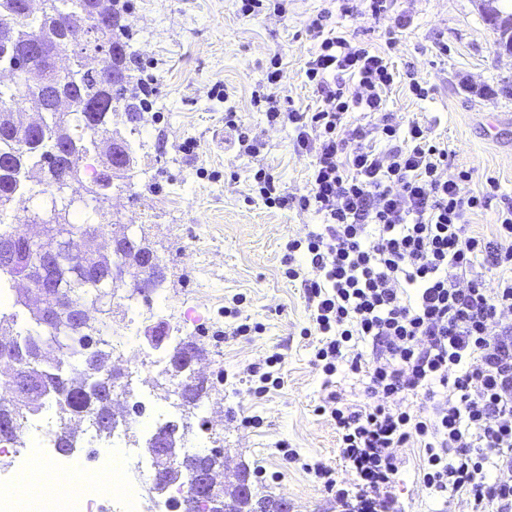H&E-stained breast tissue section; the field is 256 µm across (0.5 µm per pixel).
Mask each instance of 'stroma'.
Wrapping results in <instances>:
<instances>
[{
    "label": "stroma",
    "instance_id": "stroma-1",
    "mask_svg": "<svg viewBox=\"0 0 512 512\" xmlns=\"http://www.w3.org/2000/svg\"><path fill=\"white\" fill-rule=\"evenodd\" d=\"M239 7L238 0H129L128 91L145 95L147 106L134 122L122 111L112 115L113 128L133 135L139 148L134 175L114 180L100 207L145 239L162 261L165 281L150 299L115 298L108 324L136 349L156 322L187 321L191 340L206 351L195 370L213 386L209 414L219 421L200 447L223 449L226 473L247 469L256 496L285 499L291 512H338L305 464H324L349 484L357 477L340 457L333 420L316 410L323 377L301 334L309 311L300 281L288 280L282 263L288 239L322 219L249 199L253 173L238 155L235 134L225 130L224 115L238 113L243 132L259 143L262 162L288 193L306 192L308 162L292 150L291 125L269 124L253 93L266 87L276 57L281 109L317 106L304 73L315 48L306 25L326 11L329 29L389 55L397 79L385 109L395 122L434 125L448 147L449 173L470 169V190L492 183L498 195L510 197L512 54L498 45L479 0H391L376 24L345 13L339 0H288L282 15L245 17ZM400 16L410 18L409 28L395 29ZM413 80L426 84V99L410 93ZM488 85L496 91L490 98L481 93ZM493 117L500 124L492 133ZM228 308L263 324L264 332L216 342L211 329L229 325ZM275 352L285 357L283 386L261 399L249 396L246 368ZM254 415L259 425L244 426L243 417ZM284 442L299 462L284 459ZM398 455L392 492L399 512H467L465 496L444 499L425 488L417 443Z\"/></svg>",
    "mask_w": 512,
    "mask_h": 512
}]
</instances>
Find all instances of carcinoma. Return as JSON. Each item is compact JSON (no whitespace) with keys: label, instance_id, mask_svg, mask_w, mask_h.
I'll return each instance as SVG.
<instances>
[{"label":"carcinoma","instance_id":"1","mask_svg":"<svg viewBox=\"0 0 512 512\" xmlns=\"http://www.w3.org/2000/svg\"><path fill=\"white\" fill-rule=\"evenodd\" d=\"M48 9L38 15L27 8V0H0V66H17L26 56V38L37 33L48 38V49L57 57L70 44L69 22L84 21L83 30L88 36L86 44L73 54L74 67L81 70V77L72 79L66 71L49 65L43 58L31 64L39 72L40 81L29 88L30 97L42 109L43 128L32 131L10 120L20 105L16 88L0 89V212H6L23 198L24 183L30 174L38 170L44 173L46 185L73 180L80 164L96 149V138L118 146L119 154H105L103 169L94 178L100 192L92 200L112 189V174L119 172L129 177L136 159L135 142L117 130H112V113L121 108L136 112L139 105L126 96L130 79L129 63L134 53L121 40L126 30L123 15L114 8L115 0H47ZM484 21L499 32L500 43L512 51V10L504 0H481ZM104 53L101 68L82 70V60L91 55ZM63 223L71 232L82 235L90 225L72 221V204L59 199ZM127 225L120 226L118 236L128 239ZM18 239L19 255L16 267L0 269V281L11 282L21 278L25 263L33 255V241L24 237L19 225L2 232L0 237ZM130 240V239H128ZM129 262L142 260L152 253L151 248L135 239L130 240ZM115 262L110 253H97L80 272L82 285H76L70 270L53 266L48 269L46 283L54 291L72 296L81 306H94L105 315L112 314V276ZM18 300L14 307L0 311V344H8L15 357L26 360L22 364L24 377L30 381V389L23 391L15 373H6L0 379L15 395L14 403L0 405V424L7 417L19 428L23 418L39 412L43 407L44 393L54 387L65 396L60 407L61 428L56 435L55 447H67V424L71 416L91 414L101 434H108L102 424L106 405L97 396L98 389L112 386V344L105 339L107 323L86 331L58 330L45 326L33 310L22 311ZM55 354L51 365L38 358L41 350ZM197 355L202 349L194 342L180 341L170 352L169 363L176 373H191L193 366L186 362L187 354ZM211 386L197 378L182 387V397L196 407L209 397ZM176 425L160 427L155 438L165 444L171 455L170 469L166 473L171 485L200 468L220 470L224 467L221 451L211 449L203 454L181 452L174 437ZM223 507L213 509L187 497L183 512H284L283 501L240 495L235 487L222 497Z\"/></svg>","mask_w":512,"mask_h":512}]
</instances>
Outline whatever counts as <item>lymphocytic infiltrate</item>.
I'll use <instances>...</instances> for the list:
<instances>
[{"label": "lymphocytic infiltrate", "instance_id": "1", "mask_svg": "<svg viewBox=\"0 0 512 512\" xmlns=\"http://www.w3.org/2000/svg\"><path fill=\"white\" fill-rule=\"evenodd\" d=\"M325 15L307 26L317 48L305 76L319 96L315 111L281 112L262 95L270 122L287 119L292 147L308 159L306 193L289 197L264 165L251 184L270 207L296 204L323 227L290 239L283 262L301 281L314 338L311 363L323 373L318 407L335 422L342 460L358 481L334 470L311 472L353 512H394L396 451L417 440L423 482L433 493L464 494L470 512H512V200L496 212L495 233L470 229L491 192H470V170L444 177L448 149L432 126H348L351 110L381 112L394 83L385 56L325 33ZM314 278L303 277L304 268ZM372 343L371 356L358 347ZM362 377L369 398L345 407L333 381L340 367ZM423 397L425 409L407 407Z\"/></svg>", "mask_w": 512, "mask_h": 512}]
</instances>
